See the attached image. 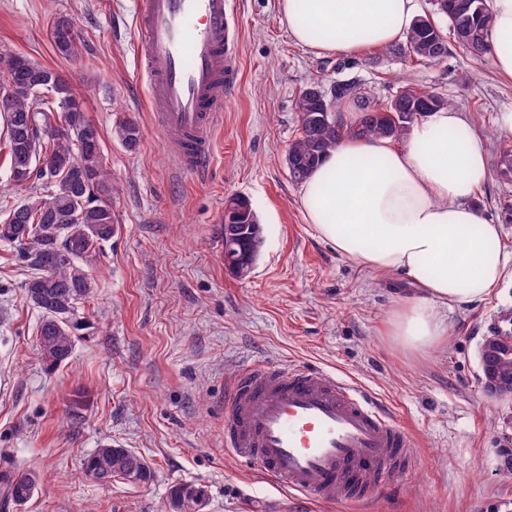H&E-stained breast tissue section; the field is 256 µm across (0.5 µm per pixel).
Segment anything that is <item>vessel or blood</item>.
<instances>
[{
    "instance_id": "vessel-or-blood-1",
    "label": "vessel or blood",
    "mask_w": 512,
    "mask_h": 512,
    "mask_svg": "<svg viewBox=\"0 0 512 512\" xmlns=\"http://www.w3.org/2000/svg\"><path fill=\"white\" fill-rule=\"evenodd\" d=\"M137 62L147 104L190 175L241 75L235 0H136ZM224 446L306 500L367 512L393 466L413 462L412 433L365 386L320 366L257 363L231 383Z\"/></svg>"
}]
</instances>
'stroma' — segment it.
Wrapping results in <instances>:
<instances>
[{"label": "stroma", "instance_id": "1", "mask_svg": "<svg viewBox=\"0 0 512 512\" xmlns=\"http://www.w3.org/2000/svg\"><path fill=\"white\" fill-rule=\"evenodd\" d=\"M242 61L224 105L209 169L186 175L145 101L136 64L135 0H0V56L19 54L66 76L99 130L118 227L89 273L95 293L69 361L44 369L39 314L21 287L15 249L0 241V470L24 464L40 476L25 504L0 512H166L168 488L204 485V512H296L288 492L248 471L224 446L230 381L258 363H306L356 381L394 404L416 439L418 461L374 499L370 512H512V400L479 380L484 325L512 307V279L485 300L450 310L451 334L413 356L386 334L410 281L382 278L319 239L306 224L299 184L285 163L298 135L296 100L317 84L355 81L386 102L410 80L452 99L483 145L489 179L475 206L501 224L512 249V180L496 173L512 112V78L456 44L438 63L416 64L380 48L356 56L298 44L278 0H235ZM72 18L81 53H56L49 30ZM140 126L137 151L116 139L118 121ZM44 184L10 178L0 132V210L45 195ZM248 196L264 227L249 275L224 265L226 201ZM86 403L68 415L75 391ZM150 465L149 482L104 486L81 473L103 443Z\"/></svg>", "mask_w": 512, "mask_h": 512}]
</instances>
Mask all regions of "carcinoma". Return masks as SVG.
<instances>
[{"instance_id": "1", "label": "carcinoma", "mask_w": 512, "mask_h": 512, "mask_svg": "<svg viewBox=\"0 0 512 512\" xmlns=\"http://www.w3.org/2000/svg\"><path fill=\"white\" fill-rule=\"evenodd\" d=\"M436 14L448 21V31L430 20H416L405 35V42L391 45L390 51L418 62L435 63L436 54L446 55L448 38L477 62L490 52L491 13L488 0H437ZM73 20L55 18L49 33L54 50L67 57L79 54L80 39L73 31ZM26 69L16 75L7 102L6 144L9 148L10 177L22 185L35 181L54 184L52 193L32 196L14 206L0 220V241L13 245L18 259L31 272L22 288L41 318L38 330L40 357L51 370L67 362L75 350L81 321L79 309L94 291L88 266L112 242L116 224L112 217V185L103 165L98 128L90 122L82 106H70V83L59 73L29 59ZM38 70L51 79L47 90L53 98L29 92L27 75ZM351 100L360 113L359 123L346 126L339 106ZM451 106L438 94L412 83L404 84L386 103L358 85L338 82L325 93L315 84L304 88L296 100L299 134L288 145L285 158L290 178L304 182L323 157L344 137L378 136L401 139L425 112ZM62 105L61 116L55 106ZM114 134L130 152L138 149L140 129L131 118L120 121ZM499 175L512 177V145L500 149ZM224 224H257L258 215L248 197L229 200ZM481 348V367L500 378L512 379V345L492 336ZM104 483L121 476L147 482L152 471L148 462L127 448L103 444L82 463L86 475L101 465ZM39 477L34 471H3L0 492L15 504L27 502L37 490ZM169 512H201L207 505L204 487L177 483L167 495Z\"/></svg>"}]
</instances>
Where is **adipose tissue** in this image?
Wrapping results in <instances>:
<instances>
[{
    "instance_id": "ef3b65f1",
    "label": "adipose tissue",
    "mask_w": 512,
    "mask_h": 512,
    "mask_svg": "<svg viewBox=\"0 0 512 512\" xmlns=\"http://www.w3.org/2000/svg\"><path fill=\"white\" fill-rule=\"evenodd\" d=\"M292 36L320 53L354 56L405 36L414 0H279ZM490 60L512 78V0H490ZM486 155L470 122L443 108L403 144L341 139L304 182L300 203L317 236L373 273L419 285L401 299L388 333L425 355L450 334L445 311L487 298L512 277V251L473 205L487 181Z\"/></svg>"
}]
</instances>
